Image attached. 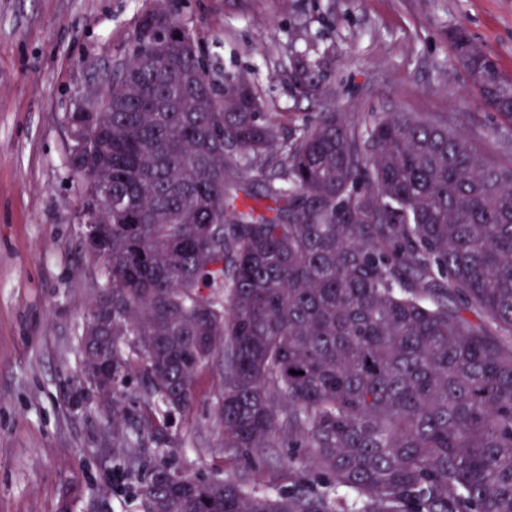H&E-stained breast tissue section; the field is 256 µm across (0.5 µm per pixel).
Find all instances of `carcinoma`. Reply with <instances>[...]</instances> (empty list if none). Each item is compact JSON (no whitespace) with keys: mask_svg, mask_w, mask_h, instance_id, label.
Masks as SVG:
<instances>
[{"mask_svg":"<svg viewBox=\"0 0 512 512\" xmlns=\"http://www.w3.org/2000/svg\"><path fill=\"white\" fill-rule=\"evenodd\" d=\"M162 12L115 64L101 149L68 158L86 206L112 184V330L86 327V376L100 395L90 349L112 355L117 428L141 371L158 428L223 350L224 452L285 447L288 484L160 461L139 507L512 512V166L404 112L328 108L284 136L251 84L202 69L187 25L153 36ZM450 41L512 121V81L464 30Z\"/></svg>","mask_w":512,"mask_h":512,"instance_id":"1","label":"carcinoma"}]
</instances>
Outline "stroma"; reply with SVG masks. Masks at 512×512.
I'll return each instance as SVG.
<instances>
[{
    "instance_id": "1",
    "label": "stroma",
    "mask_w": 512,
    "mask_h": 512,
    "mask_svg": "<svg viewBox=\"0 0 512 512\" xmlns=\"http://www.w3.org/2000/svg\"><path fill=\"white\" fill-rule=\"evenodd\" d=\"M157 0H0V512H137L130 488L159 460L224 479V355L159 432L141 428L135 373L120 427L84 375L80 339L102 282L83 247L68 116L101 93ZM216 79L246 78L281 125L331 107L447 120L512 164V122L486 108L448 40L465 29L512 79V0H172ZM327 74L302 94L296 61Z\"/></svg>"
}]
</instances>
